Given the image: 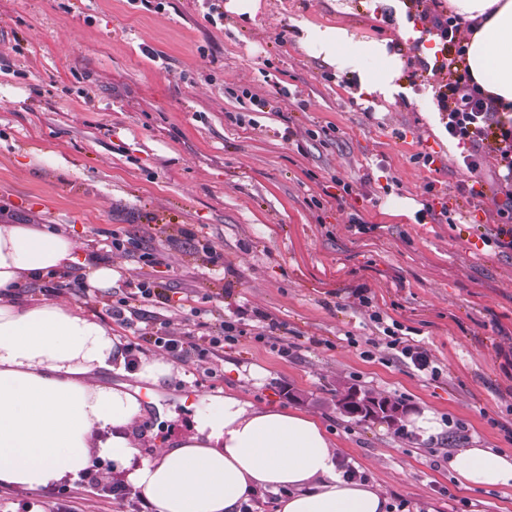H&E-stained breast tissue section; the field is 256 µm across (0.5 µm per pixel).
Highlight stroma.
Returning a JSON list of instances; mask_svg holds the SVG:
<instances>
[{
	"label": "stroma",
	"mask_w": 512,
	"mask_h": 512,
	"mask_svg": "<svg viewBox=\"0 0 512 512\" xmlns=\"http://www.w3.org/2000/svg\"><path fill=\"white\" fill-rule=\"evenodd\" d=\"M335 2L261 0L253 22L224 0H0V222L56 225L84 255L129 234L164 254L171 308L207 293L214 318L259 309L281 323L295 357L246 337L213 373L179 362L161 386L141 384V428L157 439L190 432L205 396L231 391L318 415L341 469L377 484L388 512H512V489L465 487L442 459L512 453V252L487 242L494 156L481 153L482 196L460 192L463 149L421 73L435 59L402 39L413 17ZM304 21L406 45L404 92L382 108L358 100L347 76L299 46ZM392 196L420 204L415 220L386 214ZM355 216L370 232L350 230ZM184 228L223 254L222 270ZM141 251L113 257L112 289L68 275L58 300L136 341L106 305L150 274ZM373 310L420 341L441 376L393 359ZM344 384L432 412L440 435L340 414Z\"/></svg>",
	"instance_id": "obj_1"
}]
</instances>
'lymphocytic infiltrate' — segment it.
Here are the masks:
<instances>
[{"label":"lymphocytic infiltrate","mask_w":512,"mask_h":512,"mask_svg":"<svg viewBox=\"0 0 512 512\" xmlns=\"http://www.w3.org/2000/svg\"><path fill=\"white\" fill-rule=\"evenodd\" d=\"M424 15L439 37L443 50L451 54L441 65L444 77L435 96L439 109L447 116L449 137L469 148L463 162L471 181L464 184L463 189L470 197H479L482 175L478 153L486 141H494L498 169L507 186L506 199L497 210L502 223L496 230L495 244L501 250H512V117L501 119L490 101L473 84L464 66L466 49L460 36L459 18L435 7L425 8ZM163 297L160 281L148 275L134 284L124 297L109 304L107 312L113 322L130 329L140 322L154 323V330L143 332L142 343L153 344L178 360L208 362L224 345L235 344L246 333L241 319L212 324L205 320L206 308L195 305L189 308L191 317L196 320L194 327L178 333L169 331L167 320L159 318L156 312ZM383 333L387 348L394 350L398 359L411 364L423 375H439V367L434 366L427 351L414 339L400 336L394 326H384ZM142 343L125 345L128 364L136 363Z\"/></svg>","instance_id":"lymphocytic-infiltrate-1"}]
</instances>
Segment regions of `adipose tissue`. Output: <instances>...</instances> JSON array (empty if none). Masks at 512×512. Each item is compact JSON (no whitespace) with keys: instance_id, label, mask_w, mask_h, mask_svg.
<instances>
[{"instance_id":"1","label":"adipose tissue","mask_w":512,"mask_h":512,"mask_svg":"<svg viewBox=\"0 0 512 512\" xmlns=\"http://www.w3.org/2000/svg\"><path fill=\"white\" fill-rule=\"evenodd\" d=\"M470 30L466 63L496 111L512 117V0H448ZM314 59L346 74L363 101L392 102L406 59L386 41L340 25H298ZM79 242L41 224H0V485L36 493L72 482L93 458L111 460L153 512H240L266 491L278 512H386L372 484L344 476L337 448L310 413L228 393L194 433L143 449L138 388L102 377L123 371L119 336L77 307L20 298L22 284L70 267ZM448 466L469 488H512V454L459 448Z\"/></svg>"}]
</instances>
